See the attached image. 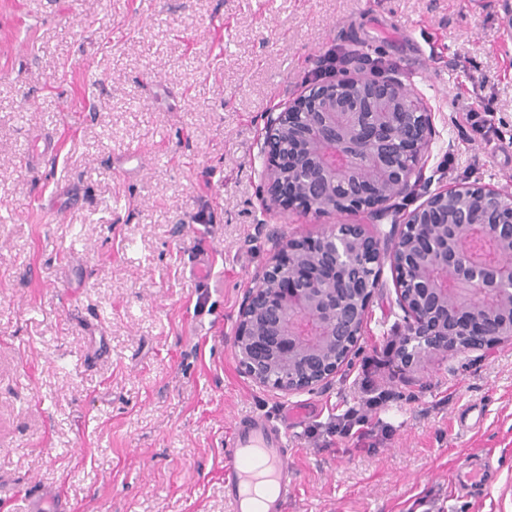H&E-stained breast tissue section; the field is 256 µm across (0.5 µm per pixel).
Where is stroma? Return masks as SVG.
<instances>
[{
    "instance_id": "35a3bbf8",
    "label": "stroma",
    "mask_w": 512,
    "mask_h": 512,
    "mask_svg": "<svg viewBox=\"0 0 512 512\" xmlns=\"http://www.w3.org/2000/svg\"><path fill=\"white\" fill-rule=\"evenodd\" d=\"M512 0H0V512H227L233 423L306 405L288 512H512V342L403 370L383 267L353 364L277 395L231 343L282 244L335 224L380 238L430 195L512 187ZM376 59L432 116L413 193L380 220L266 206L263 116L327 51ZM482 99L490 114L465 111ZM61 147L33 157L36 135ZM145 158L124 177L115 158ZM211 270L199 277L196 259ZM389 390L371 451L327 435ZM501 492H456L472 459Z\"/></svg>"
}]
</instances>
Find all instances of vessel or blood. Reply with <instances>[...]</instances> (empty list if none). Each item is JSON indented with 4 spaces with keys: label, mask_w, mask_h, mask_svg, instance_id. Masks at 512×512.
<instances>
[{
    "label": "vessel or blood",
    "mask_w": 512,
    "mask_h": 512,
    "mask_svg": "<svg viewBox=\"0 0 512 512\" xmlns=\"http://www.w3.org/2000/svg\"><path fill=\"white\" fill-rule=\"evenodd\" d=\"M288 427L264 413L236 422L224 440V498L230 512H287L294 491ZM455 482L495 488L489 469L458 472Z\"/></svg>",
    "instance_id": "vessel-or-blood-1"
}]
</instances>
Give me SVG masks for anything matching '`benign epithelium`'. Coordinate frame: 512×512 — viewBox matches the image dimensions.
I'll use <instances>...</instances> for the list:
<instances>
[{
    "label": "benign epithelium",
    "instance_id": "1",
    "mask_svg": "<svg viewBox=\"0 0 512 512\" xmlns=\"http://www.w3.org/2000/svg\"><path fill=\"white\" fill-rule=\"evenodd\" d=\"M430 134L431 114L403 83L341 78L266 115L264 145L285 162L265 179L271 196L286 190L318 213L376 217L413 192ZM478 241L496 262L475 255ZM386 263L405 313L402 367L512 341V190L471 185L432 195L383 240L336 224L288 243L243 296L232 343L244 373L290 394L348 370Z\"/></svg>",
    "mask_w": 512,
    "mask_h": 512
}]
</instances>
